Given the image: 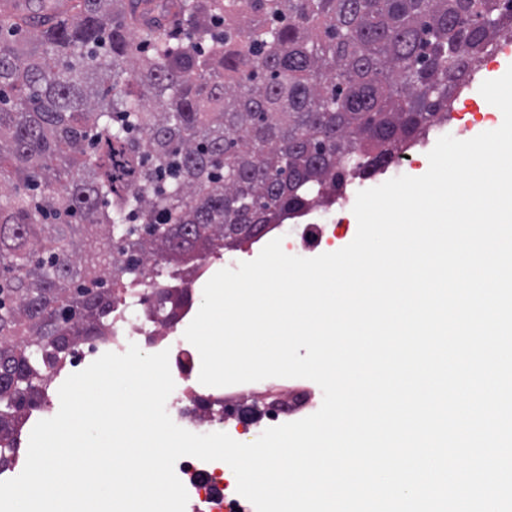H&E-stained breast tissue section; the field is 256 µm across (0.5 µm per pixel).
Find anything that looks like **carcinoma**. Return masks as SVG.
Masks as SVG:
<instances>
[{
    "instance_id": "carcinoma-1",
    "label": "carcinoma",
    "mask_w": 512,
    "mask_h": 512,
    "mask_svg": "<svg viewBox=\"0 0 512 512\" xmlns=\"http://www.w3.org/2000/svg\"><path fill=\"white\" fill-rule=\"evenodd\" d=\"M130 2L0 17V465L147 260L187 277L389 167L512 29V0H148L177 33Z\"/></svg>"
}]
</instances>
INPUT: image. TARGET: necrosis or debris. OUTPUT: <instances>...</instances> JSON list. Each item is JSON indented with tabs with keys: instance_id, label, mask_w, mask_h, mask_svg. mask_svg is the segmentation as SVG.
<instances>
[{
	"instance_id": "obj_1",
	"label": "necrosis or debris",
	"mask_w": 512,
	"mask_h": 512,
	"mask_svg": "<svg viewBox=\"0 0 512 512\" xmlns=\"http://www.w3.org/2000/svg\"><path fill=\"white\" fill-rule=\"evenodd\" d=\"M349 201L342 195L327 205V223L315 222L313 213H306L305 221L292 225L287 246L291 249H310L348 232V225L338 222ZM146 292L141 288L131 289L113 307L112 334L90 341L87 348H75L70 357L74 367L83 369L107 352L124 353L130 339H139L150 353L168 351L170 371L175 388L167 399V406L181 427L186 430L198 428L223 429L225 394L218 387H203L196 376L198 361L196 349L188 344H173L170 335L173 326L163 322L155 308L145 301ZM230 467L222 461L205 462L193 456L177 460L175 473L188 493V512H256L252 503L246 502L236 485L225 482L224 475Z\"/></svg>"
}]
</instances>
